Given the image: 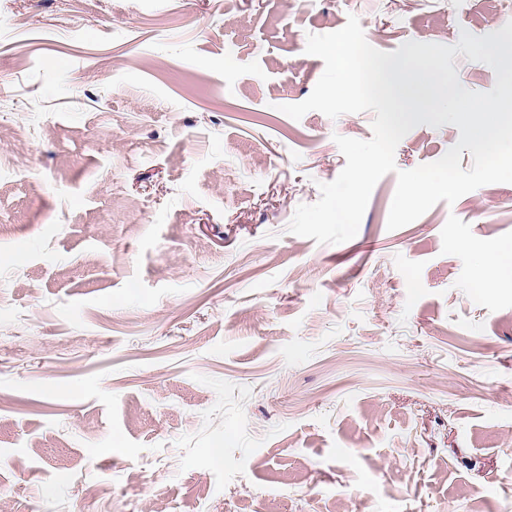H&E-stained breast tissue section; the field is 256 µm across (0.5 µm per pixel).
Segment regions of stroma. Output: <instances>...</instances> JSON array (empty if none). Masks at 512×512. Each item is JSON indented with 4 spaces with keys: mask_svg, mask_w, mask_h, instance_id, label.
Masks as SVG:
<instances>
[{
    "mask_svg": "<svg viewBox=\"0 0 512 512\" xmlns=\"http://www.w3.org/2000/svg\"><path fill=\"white\" fill-rule=\"evenodd\" d=\"M456 44L512 0H0L8 512H512V183L289 233L373 113L295 120L311 34ZM512 279V242L500 243L487 253L478 269L480 288L489 291L501 279Z\"/></svg>",
    "mask_w": 512,
    "mask_h": 512,
    "instance_id": "1",
    "label": "stroma"
}]
</instances>
